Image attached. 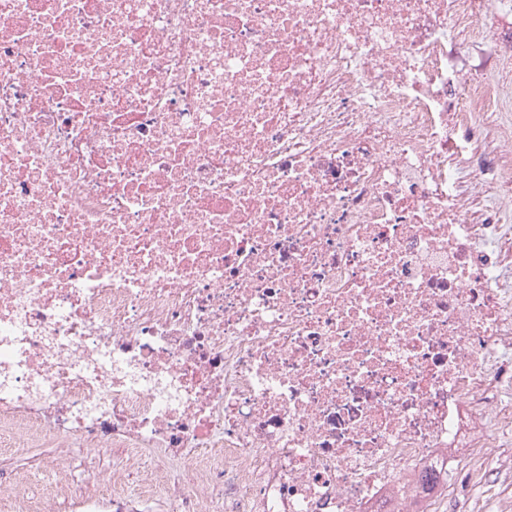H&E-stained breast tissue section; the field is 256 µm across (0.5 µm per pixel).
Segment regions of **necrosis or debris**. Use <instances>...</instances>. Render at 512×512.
<instances>
[{
	"instance_id": "1",
	"label": "necrosis or debris",
	"mask_w": 512,
	"mask_h": 512,
	"mask_svg": "<svg viewBox=\"0 0 512 512\" xmlns=\"http://www.w3.org/2000/svg\"><path fill=\"white\" fill-rule=\"evenodd\" d=\"M509 61L512 0H0V447L124 451L14 512L145 448L172 512H512Z\"/></svg>"
}]
</instances>
